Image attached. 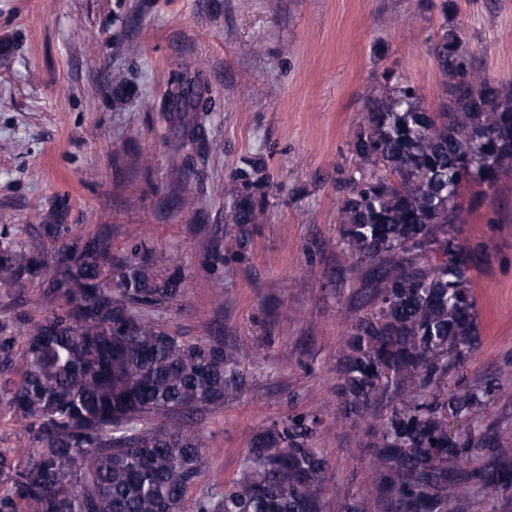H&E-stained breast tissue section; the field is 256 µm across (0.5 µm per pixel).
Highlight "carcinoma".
Wrapping results in <instances>:
<instances>
[{"label":"carcinoma","mask_w":512,"mask_h":512,"mask_svg":"<svg viewBox=\"0 0 512 512\" xmlns=\"http://www.w3.org/2000/svg\"><path fill=\"white\" fill-rule=\"evenodd\" d=\"M432 55L454 105L431 111L415 86L386 83L339 171V236L323 243L361 272L336 354V423L316 411L273 420L252 438L237 478L192 512H326L320 447L333 427L369 449L367 479L336 495L335 512H504L512 506V435L495 408L512 390V351L470 380L483 350L472 272L484 248L459 240V188L479 201L512 184V82L490 79L440 0ZM178 111L197 109L174 87ZM228 225L240 240L266 211L259 159L231 174ZM119 255L112 225L39 224L26 239L0 231V368L22 360L3 395L29 443L0 453V512H185L209 471L193 416L239 397L247 375L221 336L190 341L158 314L185 295L171 250L131 229ZM38 284L42 294L23 298Z\"/></svg>","instance_id":"obj_1"}]
</instances>
